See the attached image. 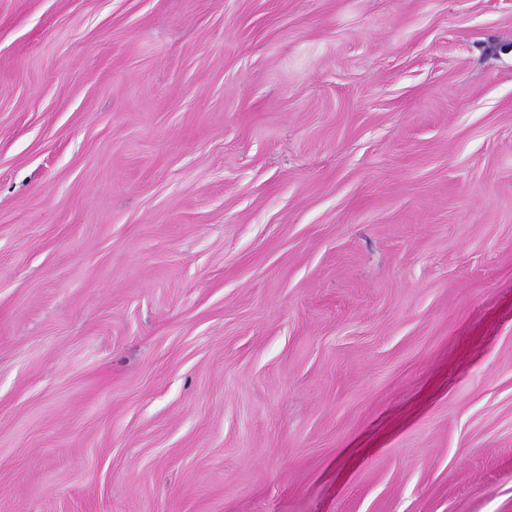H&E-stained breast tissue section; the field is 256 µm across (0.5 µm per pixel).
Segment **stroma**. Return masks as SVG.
Instances as JSON below:
<instances>
[{"instance_id": "35a3bbf8", "label": "stroma", "mask_w": 512, "mask_h": 512, "mask_svg": "<svg viewBox=\"0 0 512 512\" xmlns=\"http://www.w3.org/2000/svg\"><path fill=\"white\" fill-rule=\"evenodd\" d=\"M0 512H512V0H0Z\"/></svg>"}]
</instances>
